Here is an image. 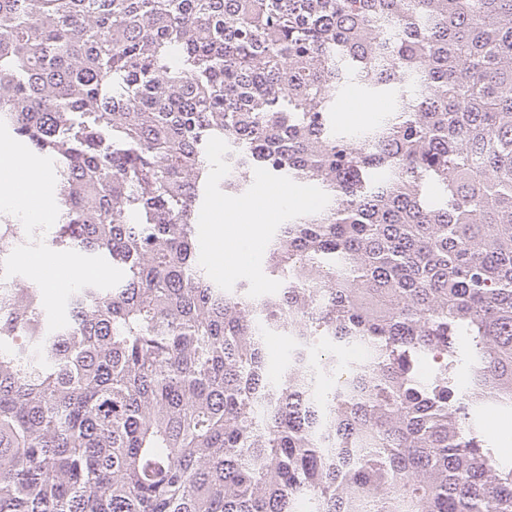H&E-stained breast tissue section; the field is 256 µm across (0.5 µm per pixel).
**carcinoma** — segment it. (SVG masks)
<instances>
[{
    "instance_id": "obj_1",
    "label": "carcinoma",
    "mask_w": 512,
    "mask_h": 512,
    "mask_svg": "<svg viewBox=\"0 0 512 512\" xmlns=\"http://www.w3.org/2000/svg\"><path fill=\"white\" fill-rule=\"evenodd\" d=\"M353 83L392 107L339 130ZM2 131L99 272L51 324L0 224V512H512L476 418L512 411V0H0ZM212 136L222 191L330 197L274 294L199 264Z\"/></svg>"
}]
</instances>
